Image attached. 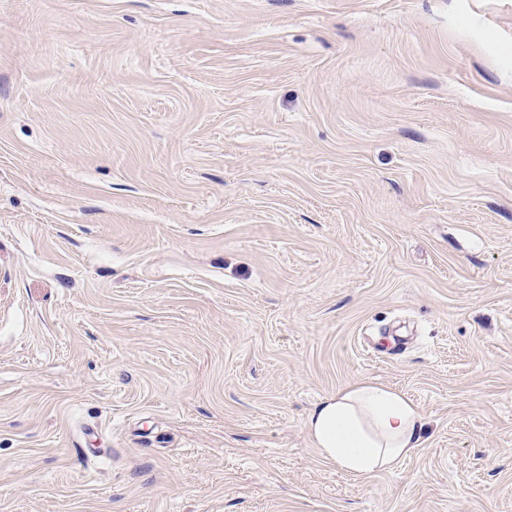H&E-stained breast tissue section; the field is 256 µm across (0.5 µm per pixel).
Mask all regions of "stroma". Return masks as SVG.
I'll use <instances>...</instances> for the list:
<instances>
[{"instance_id": "obj_1", "label": "stroma", "mask_w": 512, "mask_h": 512, "mask_svg": "<svg viewBox=\"0 0 512 512\" xmlns=\"http://www.w3.org/2000/svg\"><path fill=\"white\" fill-rule=\"evenodd\" d=\"M0 512H512V0H0ZM425 424V416L405 394L358 380L321 400L306 429L324 460L360 478L392 469L419 448Z\"/></svg>"}]
</instances>
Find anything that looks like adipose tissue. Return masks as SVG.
<instances>
[{"label": "adipose tissue", "mask_w": 512, "mask_h": 512, "mask_svg": "<svg viewBox=\"0 0 512 512\" xmlns=\"http://www.w3.org/2000/svg\"><path fill=\"white\" fill-rule=\"evenodd\" d=\"M426 419L405 394L358 380L321 400L306 421L320 455L342 472L369 477L418 448Z\"/></svg>", "instance_id": "1"}]
</instances>
